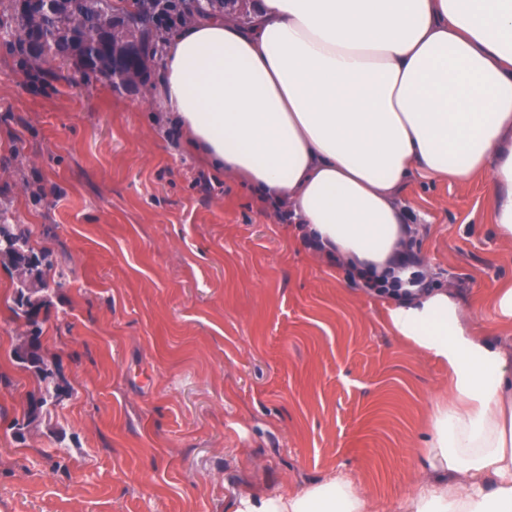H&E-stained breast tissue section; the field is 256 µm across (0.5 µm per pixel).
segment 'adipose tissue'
Wrapping results in <instances>:
<instances>
[{
  "instance_id": "obj_1",
  "label": "adipose tissue",
  "mask_w": 512,
  "mask_h": 512,
  "mask_svg": "<svg viewBox=\"0 0 512 512\" xmlns=\"http://www.w3.org/2000/svg\"><path fill=\"white\" fill-rule=\"evenodd\" d=\"M158 93L187 146L287 205L320 253L408 279L399 193L412 174L483 178L512 240V0H255L172 31ZM394 332L447 363L424 477L401 512H512V362L449 290L392 297ZM230 512H372L339 474L238 495Z\"/></svg>"
}]
</instances>
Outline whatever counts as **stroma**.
<instances>
[{
  "label": "stroma",
  "mask_w": 512,
  "mask_h": 512,
  "mask_svg": "<svg viewBox=\"0 0 512 512\" xmlns=\"http://www.w3.org/2000/svg\"><path fill=\"white\" fill-rule=\"evenodd\" d=\"M0 0V207L66 275L49 290L39 383L0 264V512H225L349 473L396 512L423 473L448 366L396 336L386 300L318 256L282 209L203 165L146 83L22 63ZM429 287L512 350V284L483 179L401 193ZM61 403L23 432L30 395Z\"/></svg>",
  "instance_id": "obj_1"
}]
</instances>
